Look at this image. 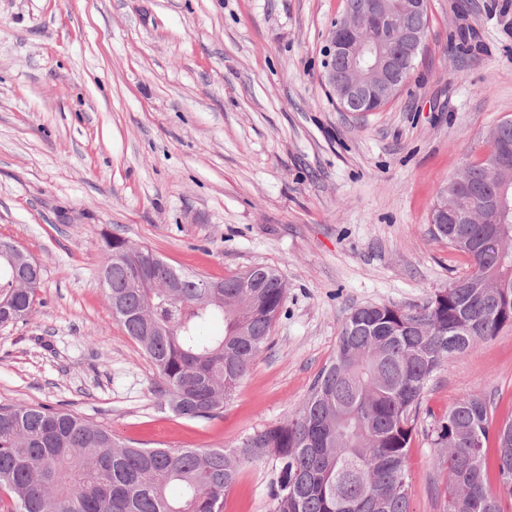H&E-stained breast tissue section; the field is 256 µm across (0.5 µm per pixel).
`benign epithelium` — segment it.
I'll list each match as a JSON object with an SVG mask.
<instances>
[{"mask_svg": "<svg viewBox=\"0 0 512 512\" xmlns=\"http://www.w3.org/2000/svg\"><path fill=\"white\" fill-rule=\"evenodd\" d=\"M400 11L384 0H366L364 16L341 15L326 37V79L345 112H368L394 97L409 79L406 67L424 34L408 26L410 15L428 13V0H405Z\"/></svg>", "mask_w": 512, "mask_h": 512, "instance_id": "benign-epithelium-1", "label": "benign epithelium"}]
</instances>
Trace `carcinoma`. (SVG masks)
Wrapping results in <instances>:
<instances>
[{
  "instance_id": "carcinoma-1",
  "label": "carcinoma",
  "mask_w": 512,
  "mask_h": 512,
  "mask_svg": "<svg viewBox=\"0 0 512 512\" xmlns=\"http://www.w3.org/2000/svg\"><path fill=\"white\" fill-rule=\"evenodd\" d=\"M487 154L507 152L492 175L467 161L440 195L471 209L472 224H448L434 235L470 258L471 288L420 309L366 305L359 323L345 321L336 354L298 413L255 432L280 463L270 512H410L406 456L412 416L441 363L495 336L505 326L493 287L512 281V211L485 210L508 187L512 196V119L486 134ZM0 255V325L31 311L40 267L11 247ZM107 299L114 317L153 362L162 403L187 418L214 417L267 345L286 284L267 267L198 288V276L174 270L122 237L103 235ZM224 321V333L204 335ZM493 406L480 396L455 403L440 419L433 444L448 474L442 512H506L512 502V446L491 429ZM495 446H490V443ZM266 457L252 438L232 451L141 448L112 431L47 405L0 406V493L7 512H223L239 462ZM496 478L502 493L490 490Z\"/></svg>"
}]
</instances>
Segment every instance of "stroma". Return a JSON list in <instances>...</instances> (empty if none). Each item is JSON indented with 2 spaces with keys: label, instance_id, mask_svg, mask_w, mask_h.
Segmentation results:
<instances>
[{
  "label": "stroma",
  "instance_id": "obj_1",
  "mask_svg": "<svg viewBox=\"0 0 512 512\" xmlns=\"http://www.w3.org/2000/svg\"><path fill=\"white\" fill-rule=\"evenodd\" d=\"M344 0H0V240L41 267L0 326V405L43 404L145 448H237L308 397L355 308L422 304L466 275L437 193L512 118V0H430L410 81L341 111L323 47ZM472 28L470 54L453 45ZM214 280L287 284L270 340L224 407L188 419L112 315L102 233ZM512 419V326L444 361L416 411L411 512H440L436 418L469 396ZM275 461L245 462L224 512H269Z\"/></svg>",
  "mask_w": 512,
  "mask_h": 512
}]
</instances>
